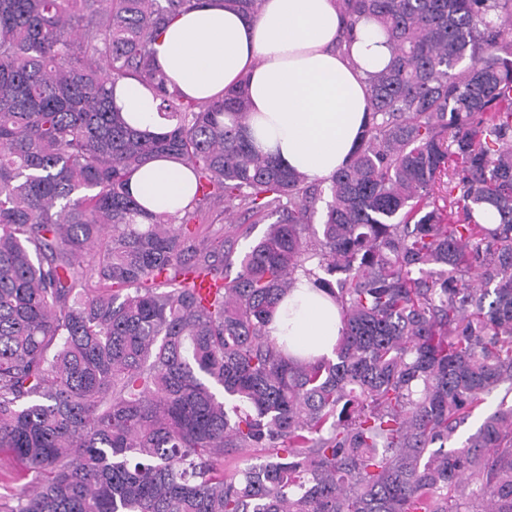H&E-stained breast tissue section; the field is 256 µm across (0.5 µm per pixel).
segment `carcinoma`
Segmentation results:
<instances>
[{"label": "carcinoma", "mask_w": 512, "mask_h": 512, "mask_svg": "<svg viewBox=\"0 0 512 512\" xmlns=\"http://www.w3.org/2000/svg\"><path fill=\"white\" fill-rule=\"evenodd\" d=\"M334 3L392 55L317 223L244 85L195 100L156 66L201 0H0V468L35 474L0 512H512V0ZM127 78L163 131L114 108ZM161 157L195 177L174 215L128 190ZM213 203L269 222L237 261ZM300 271L340 309L333 359L266 336ZM497 402L498 397L494 394L489 398L487 405H483L480 408L476 409L471 415V417H469L468 420L459 427L454 436V440L448 443V447L458 446L460 442L463 441L466 437H468L470 434L475 433L476 430L481 425L485 416L488 414L490 409L495 407Z\"/></svg>", "instance_id": "1"}]
</instances>
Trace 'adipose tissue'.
I'll use <instances>...</instances> for the list:
<instances>
[{
	"label": "adipose tissue",
	"instance_id": "1",
	"mask_svg": "<svg viewBox=\"0 0 512 512\" xmlns=\"http://www.w3.org/2000/svg\"><path fill=\"white\" fill-rule=\"evenodd\" d=\"M342 35L333 0H265L251 20L205 0L173 19L153 44L157 62L185 95L212 98L245 85L253 147L315 180L346 165L368 120V72L384 67L391 50L370 21L338 51ZM112 103L134 128L157 131L159 98L135 81L119 82ZM131 195L154 213H175L195 190L190 169L159 158L136 171ZM339 310L305 275H297L266 331L290 351L332 356Z\"/></svg>",
	"mask_w": 512,
	"mask_h": 512
}]
</instances>
